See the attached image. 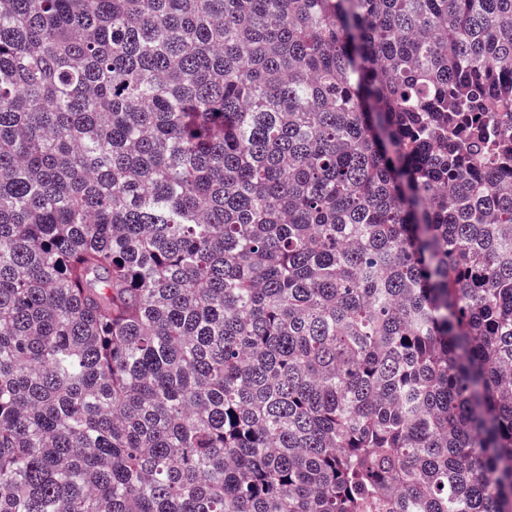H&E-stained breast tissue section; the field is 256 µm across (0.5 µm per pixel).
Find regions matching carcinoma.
Here are the masks:
<instances>
[{
    "label": "carcinoma",
    "mask_w": 512,
    "mask_h": 512,
    "mask_svg": "<svg viewBox=\"0 0 512 512\" xmlns=\"http://www.w3.org/2000/svg\"><path fill=\"white\" fill-rule=\"evenodd\" d=\"M512 0H0V512H512Z\"/></svg>",
    "instance_id": "carcinoma-1"
}]
</instances>
